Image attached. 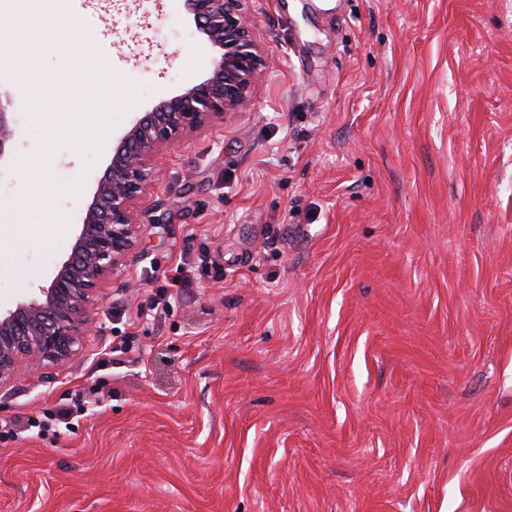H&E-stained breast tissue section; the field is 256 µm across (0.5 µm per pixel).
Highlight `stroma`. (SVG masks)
Wrapping results in <instances>:
<instances>
[{
    "instance_id": "stroma-1",
    "label": "stroma",
    "mask_w": 512,
    "mask_h": 512,
    "mask_svg": "<svg viewBox=\"0 0 512 512\" xmlns=\"http://www.w3.org/2000/svg\"><path fill=\"white\" fill-rule=\"evenodd\" d=\"M55 9L69 43L0 41V202L33 218L0 216L4 309L67 256L134 118L214 55L184 0ZM246 9L251 111L163 152L97 334L52 382L23 365L0 390V426L93 400L0 441V512H512V0ZM83 55L85 56L89 71L93 73L97 79L101 92L108 97H114L118 91L112 86V74L107 64L96 57L89 47L83 50Z\"/></svg>"
}]
</instances>
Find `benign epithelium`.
Listing matches in <instances>:
<instances>
[{"label":"benign epithelium","instance_id":"obj_1","mask_svg":"<svg viewBox=\"0 0 512 512\" xmlns=\"http://www.w3.org/2000/svg\"><path fill=\"white\" fill-rule=\"evenodd\" d=\"M247 0H185L197 32L216 52L207 78L160 101L136 118L118 144L82 210L78 234L66 259L34 297L0 311V388L26 361L36 384L46 369L63 367L96 331L89 309L120 262L137 250L143 234L137 209L153 181L160 151L250 105L262 71V49L252 39ZM12 137L0 103V161Z\"/></svg>","mask_w":512,"mask_h":512}]
</instances>
